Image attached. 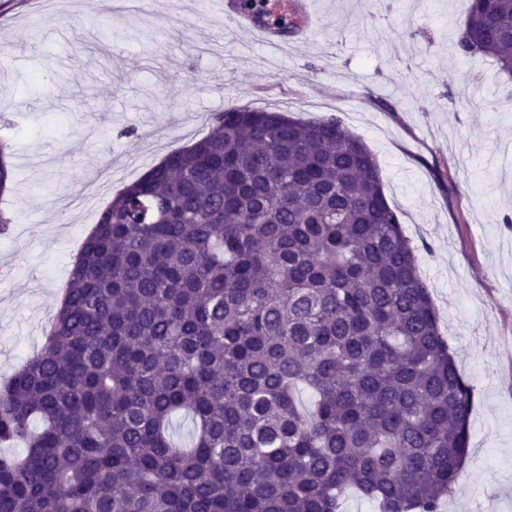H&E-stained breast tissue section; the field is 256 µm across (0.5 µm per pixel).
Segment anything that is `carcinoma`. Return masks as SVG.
Wrapping results in <instances>:
<instances>
[{"label": "carcinoma", "instance_id": "cac0c4a2", "mask_svg": "<svg viewBox=\"0 0 512 512\" xmlns=\"http://www.w3.org/2000/svg\"><path fill=\"white\" fill-rule=\"evenodd\" d=\"M456 47L511 75L512 0H470ZM417 252L340 117L215 114L101 213L0 384V512H440L474 391Z\"/></svg>", "mask_w": 512, "mask_h": 512}]
</instances>
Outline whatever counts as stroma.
Returning a JSON list of instances; mask_svg holds the SVG:
<instances>
[{"label":"stroma","mask_w":512,"mask_h":512,"mask_svg":"<svg viewBox=\"0 0 512 512\" xmlns=\"http://www.w3.org/2000/svg\"><path fill=\"white\" fill-rule=\"evenodd\" d=\"M277 53L197 0H0V382L40 350L100 212L232 105L339 116L376 156L460 372L469 462L441 512H512V81L454 48L468 0H309Z\"/></svg>","instance_id":"35a3bbf8"}]
</instances>
